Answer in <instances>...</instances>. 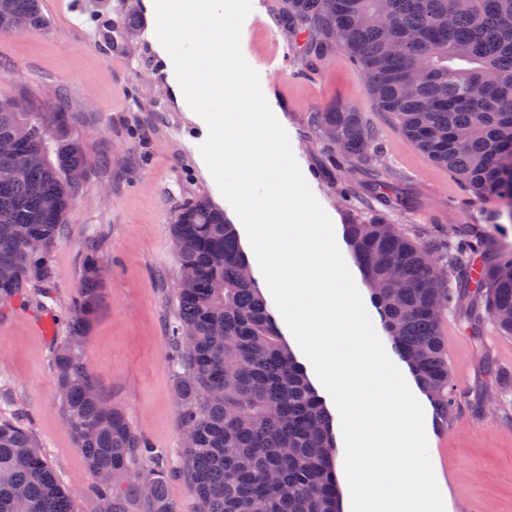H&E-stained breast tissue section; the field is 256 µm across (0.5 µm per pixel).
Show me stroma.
<instances>
[{
  "label": "stroma",
  "instance_id": "obj_1",
  "mask_svg": "<svg viewBox=\"0 0 512 512\" xmlns=\"http://www.w3.org/2000/svg\"><path fill=\"white\" fill-rule=\"evenodd\" d=\"M43 0L44 29L0 33V99L23 98L65 113L84 141L89 172L68 211L54 257V288L44 303L28 299L0 316V399L22 403L29 429L60 482L71 491L75 512H99L90 493L87 463L62 417L51 368L54 339L72 312L88 249L106 263L100 307L85 333L83 350L101 394L122 409L136 432L167 459V492L178 512H196L179 474L178 403L170 374L168 324L174 314L178 267L169 219L180 204L198 198L223 210L235 224L245 253V227L222 196L200 150L206 134L175 97L161 58L148 0ZM279 0H251L240 31V49L258 73L261 90L287 132L301 172L335 230L374 211L387 213L405 233L437 247L456 231L477 225L487 250L472 253L482 265L488 250L512 248V206L478 200L434 164L382 112L361 73L344 51L311 63L299 41L283 31ZM347 107L377 132L383 154L374 170L356 162L333 169L330 150L314 133V112ZM444 325L460 335L451 368L464 369L457 388L481 398V417L463 412L439 419L424 393L416 398L433 473L445 512H512V390L502 391L486 366L512 371V336L491 321L472 332L466 306L451 305Z\"/></svg>",
  "mask_w": 512,
  "mask_h": 512
}]
</instances>
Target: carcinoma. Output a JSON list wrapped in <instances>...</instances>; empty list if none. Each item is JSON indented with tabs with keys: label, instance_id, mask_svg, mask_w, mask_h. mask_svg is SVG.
Returning <instances> with one entry per match:
<instances>
[{
	"label": "carcinoma",
	"instance_id": "obj_1",
	"mask_svg": "<svg viewBox=\"0 0 512 512\" xmlns=\"http://www.w3.org/2000/svg\"><path fill=\"white\" fill-rule=\"evenodd\" d=\"M280 21L321 60L340 47L351 54L379 108L435 164L477 198L512 193V0H282ZM44 24L42 0H0V32ZM313 127L333 150L372 166L383 149L353 109L316 112ZM0 310L46 295L53 251L86 175V150L58 112L0 100ZM176 258L170 362L181 428V474L198 512H341L334 471V419L282 335L251 274L235 225L205 199L170 218ZM345 239L382 326L398 356L446 423L462 412L448 365L442 314L456 290L512 335V252L495 254L475 281L468 257L485 246L479 230L459 234L442 254L375 213L344 225ZM104 265L86 254L70 320L57 338L52 369L64 421L93 475L100 512H176L168 469L99 392L82 356L83 334L101 296ZM150 466V494L131 480ZM0 512H74L15 401L0 407Z\"/></svg>",
	"mask_w": 512,
	"mask_h": 512
}]
</instances>
